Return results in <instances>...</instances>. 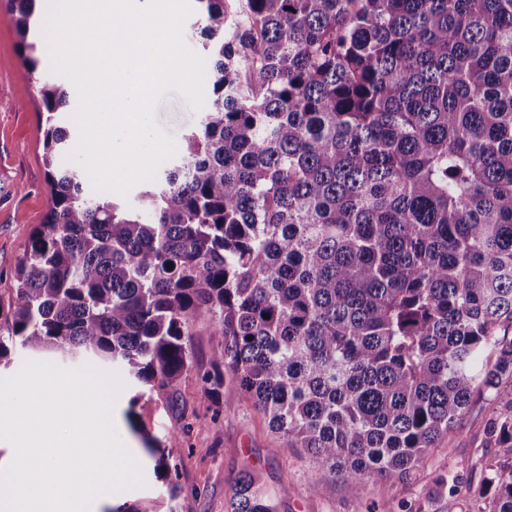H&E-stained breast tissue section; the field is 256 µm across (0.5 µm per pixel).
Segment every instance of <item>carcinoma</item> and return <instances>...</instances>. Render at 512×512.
I'll return each mask as SVG.
<instances>
[{"instance_id":"1","label":"carcinoma","mask_w":512,"mask_h":512,"mask_svg":"<svg viewBox=\"0 0 512 512\" xmlns=\"http://www.w3.org/2000/svg\"><path fill=\"white\" fill-rule=\"evenodd\" d=\"M35 0L14 49L29 72ZM211 94L133 208L85 190L39 88L49 197L0 310L14 349L121 363L153 391L198 372L364 493L405 476L475 392L512 444V0H198ZM512 512V465L478 498ZM224 512H277L258 478ZM195 336L194 349L199 364L209 368L211 361L221 351L222 347L210 336L209 325L205 320L196 322L193 328Z\"/></svg>"}]
</instances>
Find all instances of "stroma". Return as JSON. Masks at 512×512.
Instances as JSON below:
<instances>
[{"mask_svg": "<svg viewBox=\"0 0 512 512\" xmlns=\"http://www.w3.org/2000/svg\"><path fill=\"white\" fill-rule=\"evenodd\" d=\"M17 14L0 0V305L11 302V274L35 225L44 223L49 186L45 166V113L37 87L54 81L49 67L28 73L13 46ZM27 104H14L19 96ZM192 111L176 91L166 92L155 111L157 124L174 138L195 128ZM124 383L114 407L117 430L142 467V487L109 494L94 512H224L239 472H253L277 503L278 512H476L471 492L484 483L494 463H511L512 448L490 441L487 425L497 405L475 394L453 433L439 440L404 478L357 493L334 479L299 448L280 449L261 413L248 400L219 411L203 399L196 372L184 374L173 397L153 391L137 395L127 370L112 364ZM137 405H130V398ZM135 410L128 423L127 410ZM180 433L178 444L169 437ZM164 448L169 469L156 471V448Z\"/></svg>", "mask_w": 512, "mask_h": 512, "instance_id": "stroma-1", "label": "stroma"}]
</instances>
